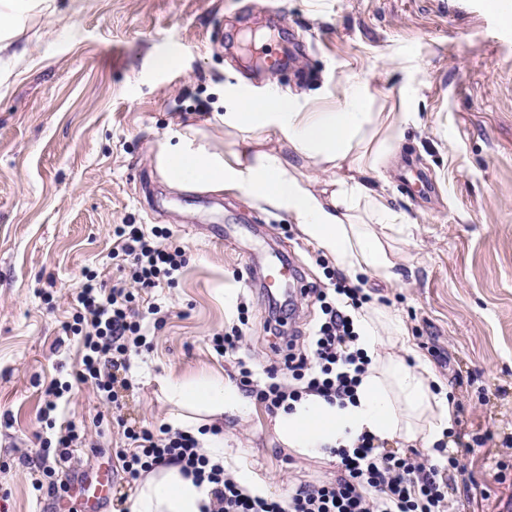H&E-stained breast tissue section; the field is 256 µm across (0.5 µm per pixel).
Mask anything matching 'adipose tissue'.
<instances>
[{"instance_id": "ef3b65f1", "label": "adipose tissue", "mask_w": 512, "mask_h": 512, "mask_svg": "<svg viewBox=\"0 0 512 512\" xmlns=\"http://www.w3.org/2000/svg\"><path fill=\"white\" fill-rule=\"evenodd\" d=\"M367 85H344L334 109L307 111L298 95L269 91L258 95L228 85L224 113L216 122L228 140L218 144L192 126L167 133L154 155L155 168L170 187L239 192L257 206L288 214L301 237L315 244L335 266L351 275L396 283L398 255L386 232L407 216L386 204L366 184L377 170L394 129L406 112L369 109ZM358 345L372 363L354 401L332 404L304 395L291 409L278 410L277 440L304 455L322 454L367 433L377 441L431 446L452 428L455 406L438 389L430 368L407 360L413 349L401 318L382 309L362 308L354 316ZM171 406L172 429L198 435L211 458L253 495L268 496L253 470L224 449L223 434L209 428L224 415H243L247 402L220 373L162 380ZM210 488L169 465L143 474L131 512H203Z\"/></svg>"}]
</instances>
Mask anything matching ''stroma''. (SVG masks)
Wrapping results in <instances>:
<instances>
[{"mask_svg":"<svg viewBox=\"0 0 512 512\" xmlns=\"http://www.w3.org/2000/svg\"><path fill=\"white\" fill-rule=\"evenodd\" d=\"M264 44L287 65L268 71ZM347 83L368 85L372 111L412 115L369 177L408 217L391 233L401 280L360 286L404 321L455 402L456 430L475 439L448 482L452 512H512V27L487 0H33L0 51V512H58L31 494L55 379L72 384L59 422L87 433L63 481L114 468L98 512H125L136 494L116 468L122 431L76 382L81 344L66 329L85 271L109 286L119 277L114 225L168 228L190 256L174 287L138 294L136 308L159 304L165 321L132 359L124 419L167 425L162 377L237 379L210 340L237 324L239 305L243 355L276 359L262 277L283 255L306 284L327 285L322 251L244 194L169 188L153 156L166 131L211 128L227 85L290 91L320 110ZM273 419L255 401L225 416L228 454L280 498L333 479L331 455L285 447Z\"/></svg>","mask_w":512,"mask_h":512,"instance_id":"obj_1","label":"stroma"}]
</instances>
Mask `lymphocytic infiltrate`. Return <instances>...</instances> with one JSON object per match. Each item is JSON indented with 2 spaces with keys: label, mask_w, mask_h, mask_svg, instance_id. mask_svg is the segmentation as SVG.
<instances>
[{
  "label": "lymphocytic infiltrate",
  "mask_w": 512,
  "mask_h": 512,
  "mask_svg": "<svg viewBox=\"0 0 512 512\" xmlns=\"http://www.w3.org/2000/svg\"><path fill=\"white\" fill-rule=\"evenodd\" d=\"M116 246L112 253L127 271L133 289L104 288L94 275H86L74 300L76 309L68 329L82 338L83 367L77 374L109 403H117V370H128L133 352L146 346L142 327L144 314L135 311V288L173 285L188 257L181 248L163 246L167 229L119 224L113 230ZM331 287L310 286L321 314L303 336H286L280 361L266 365L240 356L243 332L232 327L210 340L213 352L236 359L241 390L250 398L277 411L287 401L314 393L328 402L344 404L353 399L370 360L357 346L352 310L366 300L360 289L349 286L341 274L330 273ZM128 445L116 449L123 479L137 482L143 473L169 465L180 466L185 476L210 485L211 512H449L447 473L460 470L455 454L441 459L419 457L418 453L382 452L373 436L362 434L348 448L332 452L336 460L333 480L316 485L301 484L287 499L253 496L245 492L223 465L214 462L191 434L161 428L124 427ZM85 440L84 428L68 423L54 437L43 439L42 475L34 479L36 495L57 496L68 485L59 478L62 466L74 448Z\"/></svg>",
  "instance_id": "lymphocytic-infiltrate-1"
}]
</instances>
